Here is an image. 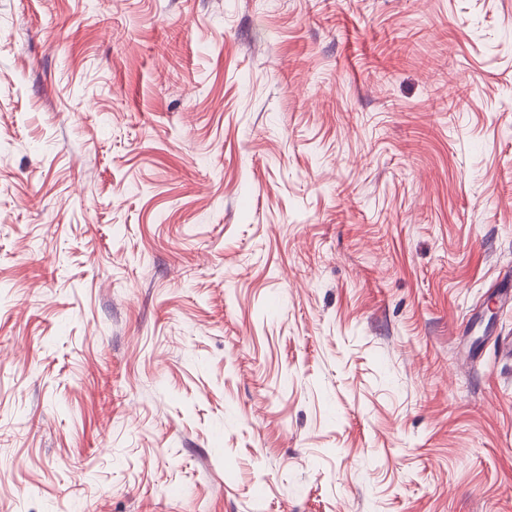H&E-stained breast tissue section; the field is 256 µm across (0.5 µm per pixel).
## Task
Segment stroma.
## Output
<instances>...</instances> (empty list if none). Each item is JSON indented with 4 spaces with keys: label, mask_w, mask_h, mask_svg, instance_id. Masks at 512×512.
<instances>
[{
    "label": "stroma",
    "mask_w": 512,
    "mask_h": 512,
    "mask_svg": "<svg viewBox=\"0 0 512 512\" xmlns=\"http://www.w3.org/2000/svg\"><path fill=\"white\" fill-rule=\"evenodd\" d=\"M512 0H0V512H512Z\"/></svg>",
    "instance_id": "obj_1"
}]
</instances>
